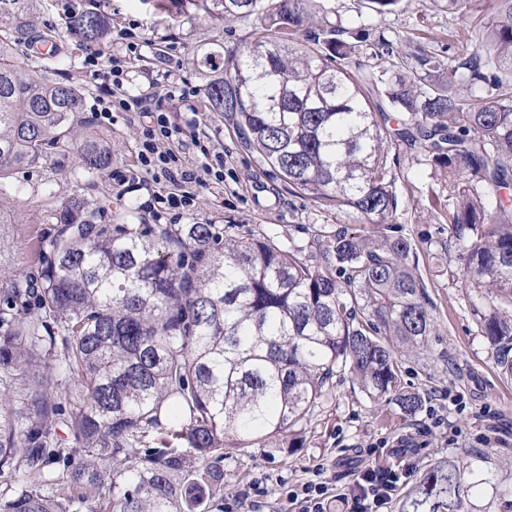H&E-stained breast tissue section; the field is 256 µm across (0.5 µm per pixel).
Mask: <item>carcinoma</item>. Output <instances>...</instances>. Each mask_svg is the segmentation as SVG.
I'll list each match as a JSON object with an SVG mask.
<instances>
[{"instance_id": "cac0c4a2", "label": "carcinoma", "mask_w": 512, "mask_h": 512, "mask_svg": "<svg viewBox=\"0 0 512 512\" xmlns=\"http://www.w3.org/2000/svg\"><path fill=\"white\" fill-rule=\"evenodd\" d=\"M23 0H0V196L21 170L72 159L90 183L112 168V139L86 119L84 88L30 70ZM175 2L224 20L258 15L262 33L235 53H205L201 111L232 119L247 147L288 191L358 224H394L393 144L420 145L448 177V223L468 281L487 291L484 336L512 344V0L455 67H364L369 42L318 17L308 0ZM112 20L85 11V48ZM309 29L305 43L296 32ZM459 82L470 91L449 89ZM111 198L44 195L55 234L38 242L30 273L10 260L0 210V512H224V461L249 443L308 421L332 379L348 374L373 402L411 416L419 393L401 387L395 350L427 347L435 321L407 238L343 232L319 260L269 237L240 239L218 224H116ZM68 378L51 389L54 375ZM23 382L24 401L15 399ZM65 427L71 446L59 436ZM464 472L431 468L400 512H460Z\"/></svg>"}]
</instances>
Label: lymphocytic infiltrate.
<instances>
[{
  "mask_svg": "<svg viewBox=\"0 0 512 512\" xmlns=\"http://www.w3.org/2000/svg\"><path fill=\"white\" fill-rule=\"evenodd\" d=\"M123 73L120 65H112L108 72L109 94L117 99L124 111L135 113L142 127L138 167L130 178L162 187L163 193L158 197L160 207L150 214L153 221H161L170 211L178 215L192 211L200 189H223L224 157L219 153L211 154L200 137L188 141L178 139V131L163 112L158 99L125 91ZM198 154L206 157L205 163L199 166L191 161L192 156ZM401 480L396 470L372 465L334 491L317 475L303 482L284 485L283 494L293 505L294 512H331L336 501L346 505L349 512H382Z\"/></svg>",
  "mask_w": 512,
  "mask_h": 512,
  "instance_id": "1",
  "label": "lymphocytic infiltrate"
}]
</instances>
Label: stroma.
<instances>
[{
    "instance_id": "stroma-1",
    "label": "stroma",
    "mask_w": 512,
    "mask_h": 512,
    "mask_svg": "<svg viewBox=\"0 0 512 512\" xmlns=\"http://www.w3.org/2000/svg\"><path fill=\"white\" fill-rule=\"evenodd\" d=\"M330 21L355 29L365 28L372 41L393 47L408 58L429 50L459 63L476 49L471 19L491 25L496 0H471L466 15L449 13L446 0H401L399 9L377 16L359 0H317ZM97 9L112 19V34L100 53L104 63L86 66L66 25L69 13ZM28 16L39 29L50 28L60 37L62 58L57 75L87 91L86 109L98 111L106 93V60L124 59L126 41L141 46V54L126 68L127 90L134 95L154 94L182 135L208 138L212 150L223 153L224 193L200 191L186 224H220L226 234L239 238L270 237L317 255L329 237L351 229L346 217L325 212L294 195L253 150L245 149L232 121L200 108L196 94L204 69L196 59L207 51L243 47L255 36L257 17L219 21L201 11L173 17L145 0H31ZM190 89L182 100L165 96L167 86ZM95 128L112 137V175L98 187L84 183L73 161L49 162L20 171L19 191L0 197V208L19 219L13 225L11 246L17 269L33 270L38 239L51 237L56 227L44 223L32 205L33 196L54 190L59 195L78 193L94 200L112 195V221L138 224L153 203V185H118L114 174L131 169L136 161L141 128L131 114L111 109ZM395 162L399 218L393 224L372 225L378 236L404 237L415 246V261L426 286L436 322V334L427 349L398 355L402 387L418 392L422 406L404 416L394 404L375 403L347 377L333 378L325 397L307 423L294 427L265 445H254L224 463V493L232 495L252 477L264 478L265 512H285L281 483L312 478L317 465L331 484H343L357 467L371 464L368 451L380 440L392 449L382 465L403 464L415 484L431 466L452 461L465 479L478 482L477 491L463 497L461 512H512V375L498 364L499 351L481 331L480 315L486 291L468 286L458 261L459 242L448 222L455 201L448 194L444 172L420 147L398 143L391 150ZM498 414L499 440L484 446V424L477 415L484 406Z\"/></svg>"
}]
</instances>
